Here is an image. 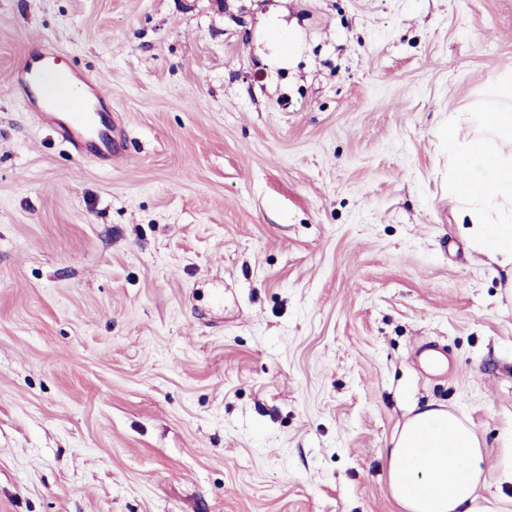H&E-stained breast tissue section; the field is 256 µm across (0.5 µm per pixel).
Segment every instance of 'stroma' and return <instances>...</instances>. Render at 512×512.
I'll use <instances>...</instances> for the list:
<instances>
[{
    "instance_id": "obj_1",
    "label": "stroma",
    "mask_w": 512,
    "mask_h": 512,
    "mask_svg": "<svg viewBox=\"0 0 512 512\" xmlns=\"http://www.w3.org/2000/svg\"><path fill=\"white\" fill-rule=\"evenodd\" d=\"M109 84L76 152L26 61ZM512 0H0V512H401L410 408L512 444V301L448 119Z\"/></svg>"
}]
</instances>
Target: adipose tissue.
I'll return each mask as SVG.
<instances>
[{"instance_id":"adipose-tissue-1","label":"adipose tissue","mask_w":512,"mask_h":512,"mask_svg":"<svg viewBox=\"0 0 512 512\" xmlns=\"http://www.w3.org/2000/svg\"><path fill=\"white\" fill-rule=\"evenodd\" d=\"M483 138L448 143L453 194L471 207L466 232L500 266L512 267V155L490 137L512 134V106L477 117ZM482 444L471 425L452 411L428 408L403 424L388 455L393 498L403 512H499L482 493Z\"/></svg>"}]
</instances>
